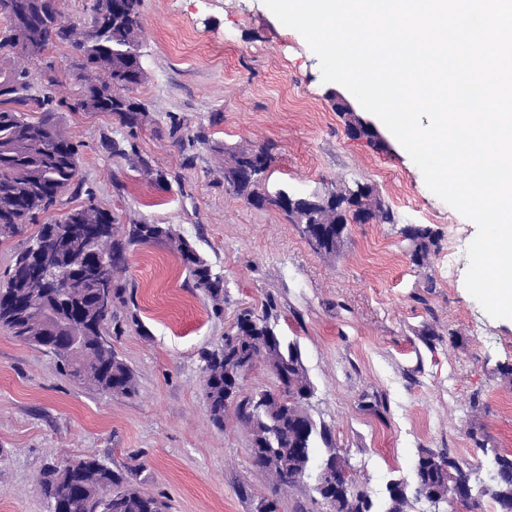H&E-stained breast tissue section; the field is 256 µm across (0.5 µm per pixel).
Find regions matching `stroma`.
I'll list each match as a JSON object with an SVG mask.
<instances>
[{
    "mask_svg": "<svg viewBox=\"0 0 512 512\" xmlns=\"http://www.w3.org/2000/svg\"><path fill=\"white\" fill-rule=\"evenodd\" d=\"M145 78L134 91L150 116L64 112L79 142L78 180L117 223L170 224L221 270L223 314L193 288L163 242L125 249L106 336L132 368L137 392L108 394L62 375L50 352L0 331V512H47L37 483L45 463L96 456L142 466L143 489L170 512H305L306 485L277 488L251 461L235 416L210 419L200 352L245 306L273 297L278 328L297 341L315 389L312 417L375 497L414 480L422 451L449 454L487 475L489 449L512 439V319H494L448 278L451 235L475 224L435 196L392 134L376 148L349 137L317 56L262 0H142ZM179 125L178 138L169 128ZM127 155L112 151L113 143ZM275 143V184L298 193L372 184L392 224H354L341 249L314 251L276 209L227 193L217 145ZM431 227L425 265L401 230Z\"/></svg>",
    "mask_w": 512,
    "mask_h": 512,
    "instance_id": "stroma-1",
    "label": "stroma"
}]
</instances>
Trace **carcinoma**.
Returning a JSON list of instances; mask_svg holds the SVG:
<instances>
[{"label":"carcinoma","mask_w":512,"mask_h":512,"mask_svg":"<svg viewBox=\"0 0 512 512\" xmlns=\"http://www.w3.org/2000/svg\"><path fill=\"white\" fill-rule=\"evenodd\" d=\"M141 0H115V9L109 17L101 16V0H93L87 23L94 26L96 39L85 45L79 39L78 26L60 20L61 7L53 0H0V21L4 30L0 35V48L12 39L21 25L32 24L39 30L41 40L52 46L66 44L76 54L73 66L78 69L98 68L101 73L96 81L104 82L119 71L124 78L140 85L144 79L141 59L129 51L128 34L139 31ZM54 68L47 65L43 72L46 83L38 82L25 68L18 67L10 54L0 55V98L8 97L15 105L10 112H0V224H16L19 235L25 239L18 243L23 248L26 241L43 235L53 224V211L63 206V195L75 184L78 177L79 150L64 123L57 116L58 105L54 96L58 77ZM100 97L104 112L114 110L112 100L99 96L98 88L91 84L79 88L74 109L81 107L86 97ZM33 111L41 116V127L33 128L25 123V113ZM29 169H35L40 179L52 186L49 195H34L27 190L21 176ZM40 214L48 215V221L39 225L29 235L25 228L35 222ZM312 232L326 238L323 247L329 253L336 252V225L312 224ZM408 240L417 247V264L427 260L431 246L435 243L430 228L417 225L410 228ZM127 241L119 239V230L112 227V233L100 244L112 259V303L125 302L126 289L119 285L117 273L124 264V243H149L164 240L177 254L184 270L212 302L213 311L219 315L224 311L227 291L224 277L213 271L204 259L170 224L136 223L125 231ZM71 294L75 310H91L95 307L94 288L89 283L77 281ZM25 297L18 278L10 275L0 285V303L18 305ZM255 331L244 338L246 350L252 361L266 363L282 372L279 389L270 395L266 408L254 406L256 393L239 392L235 409L236 419L246 428L249 435L253 465L270 474L280 488L292 489L307 479L313 480L310 501L321 503L316 466L320 460L336 455V448L330 429L318 424L308 413L306 398L312 395V386L306 370L300 367L301 351L295 341H287L276 332L278 323L277 306L272 299L262 303L260 311H251ZM0 329L19 342L41 348L45 345L37 336H26L20 324L0 311ZM58 347L54 351L63 372L78 385H86L108 393L131 396L136 392V379L131 367L112 349H105L99 340L90 341L87 350L75 357H69V345L63 334L52 338ZM202 371L207 378L204 388L205 402L212 422L222 427L227 414L224 413V344H219L201 354ZM325 447V454L317 458V444ZM286 459L292 463L298 478L285 479L276 469L277 461ZM450 467L461 483H468L469 496L463 503V512H471L480 498L489 497L501 512L505 505L512 508V453L494 452L492 469L488 482L482 490L474 489L476 479L471 469L463 468L450 455H437L424 451L415 466V479L429 489L442 487V474L438 462ZM141 467L125 469H102L88 485L83 478L64 467L45 466L38 477L41 493L46 500L58 504L59 512H94L99 508L106 512H167V504L141 488ZM415 487H407V494L399 506H393L390 494H384L382 504H376L368 482L360 480V486L349 490V497L364 504L365 512H407L410 495Z\"/></svg>","instance_id":"1"}]
</instances>
